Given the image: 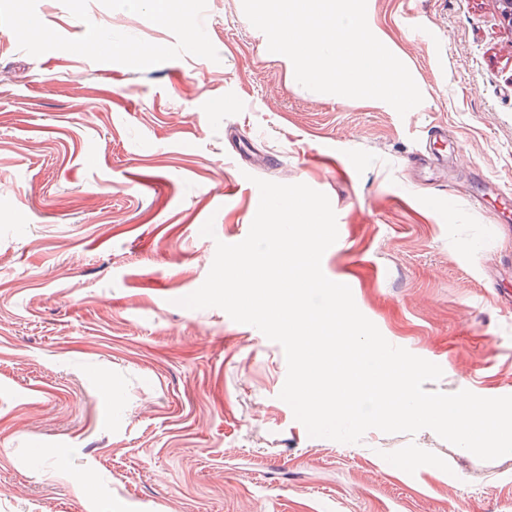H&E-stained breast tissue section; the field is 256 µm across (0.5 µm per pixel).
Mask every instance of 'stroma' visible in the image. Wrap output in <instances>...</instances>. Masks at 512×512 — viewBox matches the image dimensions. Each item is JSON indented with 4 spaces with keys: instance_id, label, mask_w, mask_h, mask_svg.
Returning a JSON list of instances; mask_svg holds the SVG:
<instances>
[{
    "instance_id": "stroma-1",
    "label": "stroma",
    "mask_w": 512,
    "mask_h": 512,
    "mask_svg": "<svg viewBox=\"0 0 512 512\" xmlns=\"http://www.w3.org/2000/svg\"><path fill=\"white\" fill-rule=\"evenodd\" d=\"M181 7L191 30L149 0H0V512H512V454L310 437L282 346L178 304L256 179L304 183L336 213L324 274L442 368L425 390L512 395L499 0H367L423 95L403 116L301 86L242 0Z\"/></svg>"
}]
</instances>
